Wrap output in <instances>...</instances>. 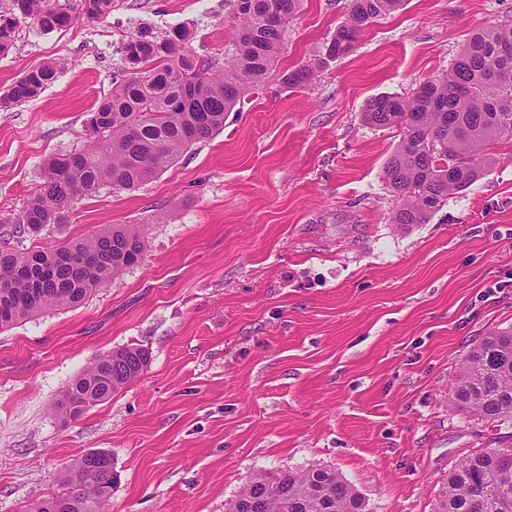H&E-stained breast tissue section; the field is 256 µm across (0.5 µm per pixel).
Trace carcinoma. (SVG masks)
Listing matches in <instances>:
<instances>
[{"label":"carcinoma","instance_id":"obj_1","mask_svg":"<svg viewBox=\"0 0 512 512\" xmlns=\"http://www.w3.org/2000/svg\"><path fill=\"white\" fill-rule=\"evenodd\" d=\"M302 0H229L224 18L231 40L224 58L197 55L190 34L175 27L159 36L143 26L121 39L128 70L112 78V92L89 112L85 128L95 133L92 149L51 156L42 182L29 194L14 232L38 234L64 222L73 202L104 187L134 189L193 145L224 129L227 113L272 75L282 84L311 83L319 68L352 51L361 33L399 8L402 0H351L345 20L318 58L275 71L288 26ZM81 14L107 17L112 0H80ZM70 0H12L0 14V55L13 45L18 25L31 20L50 33L68 27ZM64 60L27 70L0 107L37 98L66 68ZM363 121L398 127L401 137L384 168L397 205L395 224H426L448 198L477 182L497 162L490 145L512 141V26L475 32L448 72L427 80L409 96L367 101ZM146 225L114 224L53 250L0 249V330L56 307L74 306L108 285L143 258ZM150 361L142 347L100 356L64 390L58 412L72 419L106 401L138 378ZM450 401L486 423L512 425V328L484 337L462 360ZM111 454L88 451L62 476L65 492L30 505L27 512H106L118 472ZM489 489L481 502L474 487ZM364 512L359 493L336 471L311 467L278 475H255L225 512ZM435 512H512V457L498 450L477 452L448 472Z\"/></svg>","mask_w":512,"mask_h":512}]
</instances>
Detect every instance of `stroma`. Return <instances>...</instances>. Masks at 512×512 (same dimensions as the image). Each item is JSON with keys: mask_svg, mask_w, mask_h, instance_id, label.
I'll list each match as a JSON object with an SVG mask.
<instances>
[{"mask_svg": "<svg viewBox=\"0 0 512 512\" xmlns=\"http://www.w3.org/2000/svg\"><path fill=\"white\" fill-rule=\"evenodd\" d=\"M350 0H303L280 68L314 58ZM224 0H112L62 31L19 25L0 94L37 64L68 67L0 109V248L49 250L143 224L140 264L82 304L0 330V512L59 492L73 460L112 456L107 512H225L251 478L311 466L343 475L366 512H434L461 459L512 434L449 395L484 336L512 326V141L428 223H392L384 166L400 131L366 101L450 68L476 29L512 26V0H403L311 84L269 78L146 184L76 200L66 224L14 232L55 153L123 66L138 25L187 28L220 55ZM149 351L147 369L76 419L59 394L99 356Z\"/></svg>", "mask_w": 512, "mask_h": 512, "instance_id": "1", "label": "stroma"}]
</instances>
